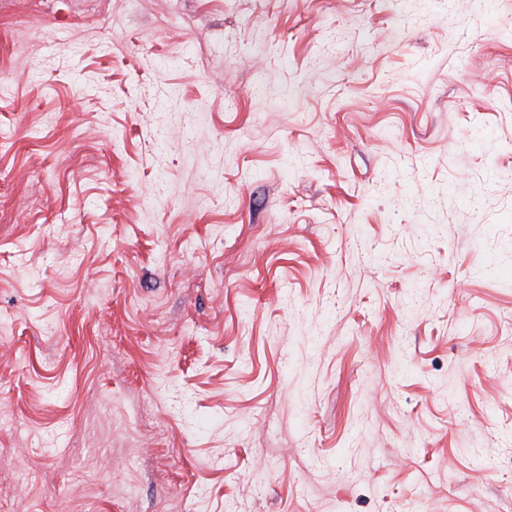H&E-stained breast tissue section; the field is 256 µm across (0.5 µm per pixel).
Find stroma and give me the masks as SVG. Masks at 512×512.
Returning a JSON list of instances; mask_svg holds the SVG:
<instances>
[{
    "instance_id": "stroma-1",
    "label": "stroma",
    "mask_w": 512,
    "mask_h": 512,
    "mask_svg": "<svg viewBox=\"0 0 512 512\" xmlns=\"http://www.w3.org/2000/svg\"><path fill=\"white\" fill-rule=\"evenodd\" d=\"M0 512H512V0H0Z\"/></svg>"
}]
</instances>
